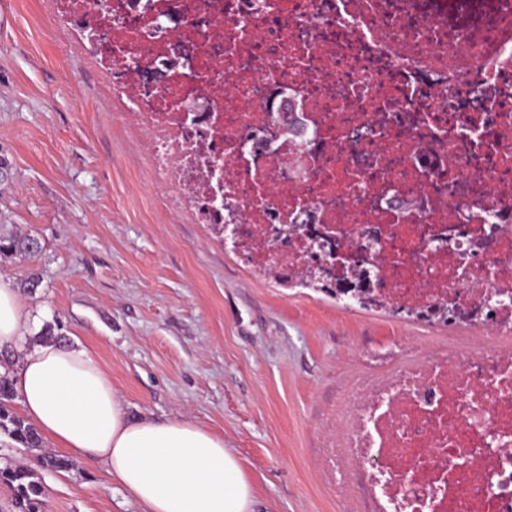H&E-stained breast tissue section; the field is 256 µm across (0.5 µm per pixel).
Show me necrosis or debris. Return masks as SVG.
Listing matches in <instances>:
<instances>
[{
  "instance_id": "1",
  "label": "necrosis or debris",
  "mask_w": 512,
  "mask_h": 512,
  "mask_svg": "<svg viewBox=\"0 0 512 512\" xmlns=\"http://www.w3.org/2000/svg\"><path fill=\"white\" fill-rule=\"evenodd\" d=\"M172 208L294 278L308 222L386 306L512 326V0H55ZM363 512H512V353L427 346L336 411ZM340 448L326 449L329 459Z\"/></svg>"
}]
</instances>
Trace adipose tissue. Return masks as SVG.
I'll return each instance as SVG.
<instances>
[{
    "label": "adipose tissue",
    "mask_w": 512,
    "mask_h": 512,
    "mask_svg": "<svg viewBox=\"0 0 512 512\" xmlns=\"http://www.w3.org/2000/svg\"><path fill=\"white\" fill-rule=\"evenodd\" d=\"M32 304L0 279V349L25 417L78 461L102 464L148 512H256L252 484L222 436L187 419L131 418L97 359L68 343H21Z\"/></svg>",
    "instance_id": "adipose-tissue-1"
}]
</instances>
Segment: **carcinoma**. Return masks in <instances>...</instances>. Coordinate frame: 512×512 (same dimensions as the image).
<instances>
[{"label": "carcinoma", "mask_w": 512, "mask_h": 512, "mask_svg": "<svg viewBox=\"0 0 512 512\" xmlns=\"http://www.w3.org/2000/svg\"><path fill=\"white\" fill-rule=\"evenodd\" d=\"M41 247L32 245L30 235L18 234L5 230L0 225V258L33 257ZM310 285L336 297L348 298L362 307L380 306L382 302L369 288H332L324 281V274L319 271H306ZM13 355L7 351L0 352V435L24 448L44 447V438L40 431L26 418L18 415L12 408L15 398L11 382ZM77 467V463L65 456L43 453L35 457L30 466L0 468V482L12 491L13 512H42L41 473L67 471Z\"/></svg>", "instance_id": "carcinoma-1"}]
</instances>
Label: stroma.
Wrapping results in <instances>:
<instances>
[{
  "instance_id": "1",
  "label": "stroma",
  "mask_w": 512,
  "mask_h": 512,
  "mask_svg": "<svg viewBox=\"0 0 512 512\" xmlns=\"http://www.w3.org/2000/svg\"><path fill=\"white\" fill-rule=\"evenodd\" d=\"M107 85L50 0H0V224L41 243L0 259V276L41 274L40 322L78 338L132 416L223 436L258 512H358L361 488L336 492L316 453L349 381L393 371L401 344L468 343L484 326H428L253 271L167 206ZM43 485V512H146L98 463Z\"/></svg>"
}]
</instances>
